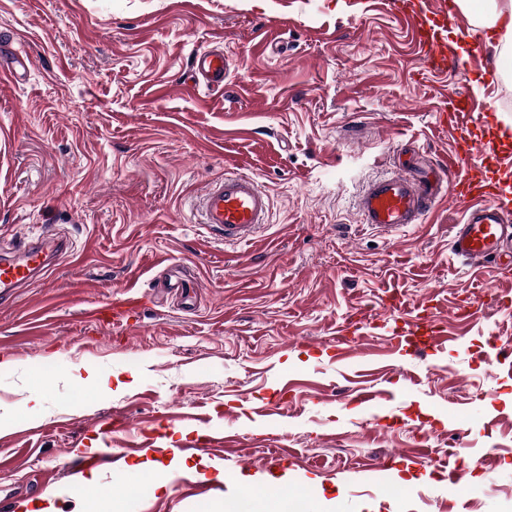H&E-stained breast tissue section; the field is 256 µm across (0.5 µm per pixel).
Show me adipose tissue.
Masks as SVG:
<instances>
[{"instance_id": "ef3b65f1", "label": "adipose tissue", "mask_w": 512, "mask_h": 512, "mask_svg": "<svg viewBox=\"0 0 512 512\" xmlns=\"http://www.w3.org/2000/svg\"><path fill=\"white\" fill-rule=\"evenodd\" d=\"M472 25L485 30L490 56L502 60L512 56V0H455Z\"/></svg>"}]
</instances>
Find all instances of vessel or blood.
Here are the masks:
<instances>
[{
    "label": "vessel or blood",
    "instance_id": "b4317fda",
    "mask_svg": "<svg viewBox=\"0 0 512 512\" xmlns=\"http://www.w3.org/2000/svg\"><path fill=\"white\" fill-rule=\"evenodd\" d=\"M410 23L424 51L422 65L442 66L440 44L448 36L455 19L452 10L441 9L437 16L414 14L410 0H393ZM191 67L199 84L220 90L230 73L223 52L203 48L192 56ZM441 123L457 128L447 159L423 163L419 154L406 161L404 172L378 178L365 188L357 207L361 221L384 234H396L421 223L440 199H452L464 208L462 224L456 225L452 241L454 254L474 264H490L496 270L512 268V173L489 177L476 169V156L493 151L487 141L477 143L470 130L483 116L473 111L470 99L461 93L445 96L439 108ZM203 222L217 232L225 244H241L254 239L268 221L270 198L257 178L233 173L207 184L197 198ZM70 248L64 239H37L24 243L11 257L0 258V302L19 297L22 288L42 277L56 256ZM402 335H425L435 345H447L448 329L434 307L415 309L401 328Z\"/></svg>",
    "mask_w": 512,
    "mask_h": 512
}]
</instances>
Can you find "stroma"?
I'll use <instances>...</instances> for the list:
<instances>
[{"mask_svg":"<svg viewBox=\"0 0 512 512\" xmlns=\"http://www.w3.org/2000/svg\"><path fill=\"white\" fill-rule=\"evenodd\" d=\"M456 28L447 67L427 72L388 0H0V32L27 58L0 81V256L24 234L73 245L0 305V490L14 512L45 475L56 512L90 498L99 512H224L256 480L287 512H512V308L497 303L512 279L454 257L461 205L392 236L356 206L409 145L447 157L448 93L487 113L476 139L500 137L479 170L512 169V79L483 81V30L464 16ZM213 46L228 82L192 88V55ZM228 172L271 200L236 246L192 208ZM171 263L195 277L194 309L159 287ZM144 293L127 325L94 315ZM393 295L431 298L453 342L395 344ZM465 297L474 316L453 318ZM361 388L378 402L353 401ZM206 431L219 441L198 447ZM419 448L425 466L378 467Z\"/></svg>","mask_w":512,"mask_h":512,"instance_id":"obj_1","label":"stroma"}]
</instances>
